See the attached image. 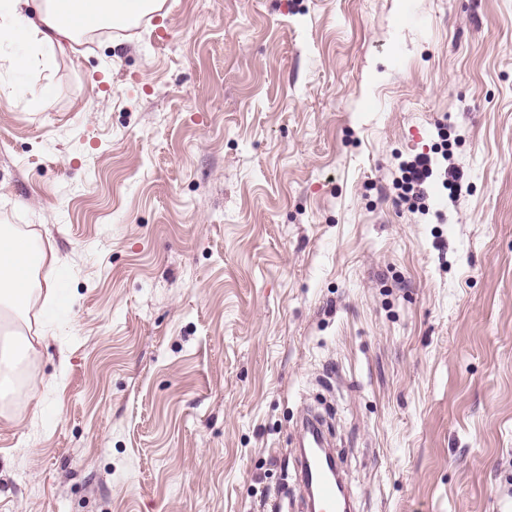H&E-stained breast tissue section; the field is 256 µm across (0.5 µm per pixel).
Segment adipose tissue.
Listing matches in <instances>:
<instances>
[{"label": "adipose tissue", "mask_w": 512, "mask_h": 512, "mask_svg": "<svg viewBox=\"0 0 512 512\" xmlns=\"http://www.w3.org/2000/svg\"><path fill=\"white\" fill-rule=\"evenodd\" d=\"M161 0H42L31 9L30 0H0V45L13 46L12 55L0 59V69L20 74L52 70L64 42L77 43L85 30L76 28V16H90L97 30H130L159 11ZM32 246L18 240L11 227L0 228V305L13 311L28 309Z\"/></svg>", "instance_id": "1"}]
</instances>
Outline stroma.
Segmentation results:
<instances>
[{"label":"stroma","mask_w":512,"mask_h":512,"mask_svg":"<svg viewBox=\"0 0 512 512\" xmlns=\"http://www.w3.org/2000/svg\"><path fill=\"white\" fill-rule=\"evenodd\" d=\"M0 81V226L72 292L0 512H271L308 408L358 512H512V0H166ZM405 189L411 194L408 199L418 203L424 198V184L432 176V159L428 155H418L403 165ZM417 204V210L419 209Z\"/></svg>","instance_id":"obj_1"}]
</instances>
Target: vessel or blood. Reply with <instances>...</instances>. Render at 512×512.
<instances>
[{"label":"vessel or blood","instance_id":"b4317fda","mask_svg":"<svg viewBox=\"0 0 512 512\" xmlns=\"http://www.w3.org/2000/svg\"><path fill=\"white\" fill-rule=\"evenodd\" d=\"M300 450L294 456L295 478L303 492L306 512H353L349 493L338 492L336 475L341 461L333 454L320 418L309 414L299 423Z\"/></svg>","mask_w":512,"mask_h":512}]
</instances>
